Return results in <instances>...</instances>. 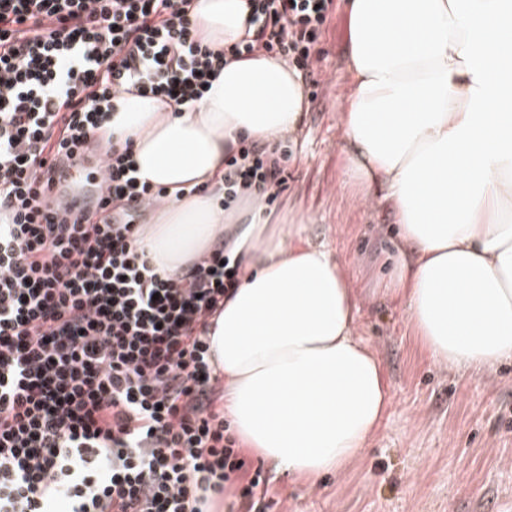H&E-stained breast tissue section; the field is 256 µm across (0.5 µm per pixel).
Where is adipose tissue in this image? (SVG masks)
<instances>
[{
  "label": "adipose tissue",
  "instance_id": "obj_1",
  "mask_svg": "<svg viewBox=\"0 0 512 512\" xmlns=\"http://www.w3.org/2000/svg\"><path fill=\"white\" fill-rule=\"evenodd\" d=\"M352 82L340 121L348 183L391 204L397 252L385 292L446 367L512 360V0H346ZM248 0H193L217 49L240 42ZM102 139L133 142L165 203L142 226L159 273L225 243L241 283L214 320L224 417L246 450L302 483L355 461L389 404L380 361L355 335L346 271L304 227L255 198L224 205V158L240 136L277 149L300 126L295 68L230 60L193 108L124 93Z\"/></svg>",
  "mask_w": 512,
  "mask_h": 512
}]
</instances>
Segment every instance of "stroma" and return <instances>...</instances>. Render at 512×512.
Segmentation results:
<instances>
[{"label":"stroma","mask_w":512,"mask_h":512,"mask_svg":"<svg viewBox=\"0 0 512 512\" xmlns=\"http://www.w3.org/2000/svg\"><path fill=\"white\" fill-rule=\"evenodd\" d=\"M345 32L340 8L302 78L307 105L288 149L287 188L272 208L303 215L307 238L326 243L347 272L357 333L384 369L391 402L342 475L311 487L265 462L268 512H512V361L489 373L444 368L421 348L404 302L377 295L395 226L388 208L362 204L344 185Z\"/></svg>","instance_id":"1"}]
</instances>
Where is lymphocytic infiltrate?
Segmentation results:
<instances>
[{"mask_svg": "<svg viewBox=\"0 0 512 512\" xmlns=\"http://www.w3.org/2000/svg\"><path fill=\"white\" fill-rule=\"evenodd\" d=\"M193 0H0V512H209L267 489L224 418L212 317L238 284L223 248L160 275L137 217L165 192L131 143L102 150L94 209L49 194L119 94L199 103L227 56L310 72L335 0H251L252 38L215 50ZM224 204L269 202L288 174L240 137Z\"/></svg>", "mask_w": 512, "mask_h": 512, "instance_id": "obj_1", "label": "lymphocytic infiltrate"}]
</instances>
